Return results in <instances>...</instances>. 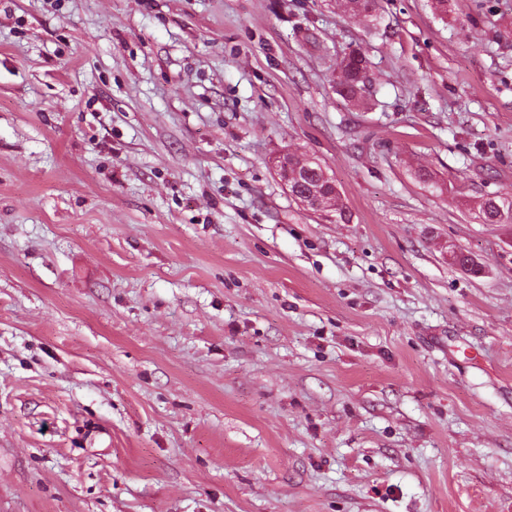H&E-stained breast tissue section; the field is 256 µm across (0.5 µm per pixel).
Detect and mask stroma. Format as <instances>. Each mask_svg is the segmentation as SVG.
Wrapping results in <instances>:
<instances>
[{"mask_svg":"<svg viewBox=\"0 0 512 512\" xmlns=\"http://www.w3.org/2000/svg\"><path fill=\"white\" fill-rule=\"evenodd\" d=\"M486 196L512 0H0V512H512ZM340 75L338 86L350 98L360 93L366 82V60L360 51L353 50L346 54L340 62ZM342 92V91H341ZM299 158L300 156L295 152L291 155L292 163L298 164L299 162H303L305 166H307V168L304 169V174L301 177L300 183V192L304 193L309 191L311 187H316L318 185L323 174V167L315 160Z\"/></svg>","mask_w":512,"mask_h":512,"instance_id":"stroma-1","label":"stroma"}]
</instances>
